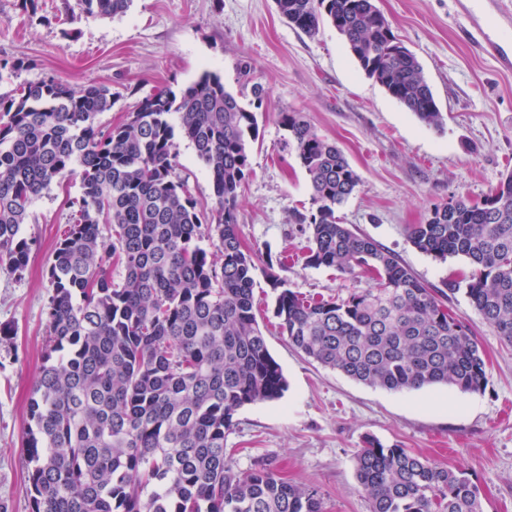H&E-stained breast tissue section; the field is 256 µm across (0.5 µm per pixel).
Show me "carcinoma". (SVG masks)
Masks as SVG:
<instances>
[{"mask_svg":"<svg viewBox=\"0 0 512 512\" xmlns=\"http://www.w3.org/2000/svg\"><path fill=\"white\" fill-rule=\"evenodd\" d=\"M132 2L77 5L109 19ZM275 5L311 37L325 22L334 27L369 78L426 125H442L422 65L395 51L373 0ZM29 66L0 59V80ZM265 95L257 83L233 92L205 72L177 93L143 97L106 128L96 119L117 100L107 86L47 79L0 95V264L26 269L32 243L21 226L43 190L75 173L81 185L46 270L47 344L22 446L30 512H324L316 490L265 465L236 470L224 446L241 408L287 389L254 313L255 262L237 224ZM280 124L309 176L311 211L295 216L308 232L306 265L372 280L345 298L308 300L274 279L273 313L288 343L372 387L485 390L484 353L447 302L465 289L512 343V172L482 200L437 206L408 226L420 252L468 261L470 273L442 290L341 222L359 184L343 151L301 112L280 113ZM178 136L210 170L209 208L180 174ZM114 264L124 270L119 283ZM355 468L370 512H484L465 472L397 444L367 438Z\"/></svg>","mask_w":512,"mask_h":512,"instance_id":"obj_1","label":"carcinoma"}]
</instances>
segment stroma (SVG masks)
<instances>
[{
	"instance_id": "1",
	"label": "stroma",
	"mask_w": 512,
	"mask_h": 512,
	"mask_svg": "<svg viewBox=\"0 0 512 512\" xmlns=\"http://www.w3.org/2000/svg\"><path fill=\"white\" fill-rule=\"evenodd\" d=\"M456 0H375L395 36L421 62L445 117L434 128L367 78L344 38L330 25L308 36L289 25L274 0H133L123 16L98 19L69 12L63 0H0V59L28 58L32 69L0 80L17 84L55 78L118 92L100 126L122 122L154 90L180 88L202 73L238 90L250 65L267 95L257 111L259 137L240 197L238 224L256 253L254 311L267 346L288 381L283 397L244 406L226 448L236 469L269 464L288 482L317 489L325 512H369L355 471L366 438L397 444L478 486L485 512H512V345L487 326L464 293L448 306L475 332L488 384L463 392L431 386L390 391L354 381L295 351L273 315L270 276L303 296L344 297L368 287L352 277L306 266V235L295 213L311 209L308 176L279 122L304 113L344 152L360 177L340 208L343 223L397 254L421 281L439 287L468 271L463 257L439 260L415 249L406 227L423 223L450 197L480 200L512 171V72L484 55ZM192 195L211 205L208 171L193 146L177 142ZM79 178L52 184L30 209L22 232L34 241L22 274L0 266V324L17 334L0 340V506L29 512L22 442L27 404L42 364L45 317L52 293L46 269L69 223Z\"/></svg>"
}]
</instances>
